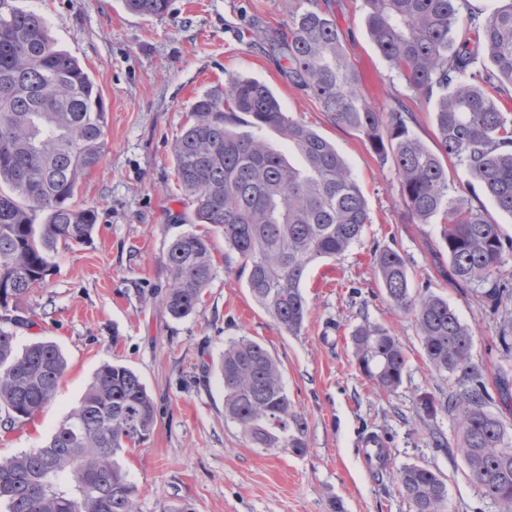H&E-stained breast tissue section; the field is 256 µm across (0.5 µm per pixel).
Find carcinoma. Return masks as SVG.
Wrapping results in <instances>:
<instances>
[{"instance_id":"cac0c4a2","label":"carcinoma","mask_w":512,"mask_h":512,"mask_svg":"<svg viewBox=\"0 0 512 512\" xmlns=\"http://www.w3.org/2000/svg\"><path fill=\"white\" fill-rule=\"evenodd\" d=\"M17 0H0V308L17 307L41 285L60 247L83 243L95 207L76 201L79 179L95 168L106 146L101 94L76 59L58 49L45 17ZM371 40L404 77L415 99L432 112L447 158L467 176L468 195L448 167L415 135L412 109L397 102L374 110L357 90L343 33L331 14L305 9L288 31L264 33L288 81L317 101L338 125L362 134L392 162L412 220L441 218L442 241L456 283L501 314V351L512 355V283L502 278L512 237L488 220L472 199L482 194L512 215V117L498 100L512 99V0L480 9L471 0H363ZM135 15H164L170 0H124ZM249 131L238 132L236 128ZM271 129L300 163L260 133ZM174 175L193 207V223L224 234L225 269L239 263L254 298L290 334L309 314L302 291L319 259L342 255L369 223L367 204L342 155L328 139L282 111L271 89L230 76L225 91L192 105L172 145ZM43 223H37L38 217ZM212 243L186 232L163 254L169 283L161 300L176 319L194 312L214 274ZM388 299L414 319L431 372L448 384L439 399L415 407L419 422L442 410L459 430L457 450L479 492L512 509V436L488 410L509 408V377L490 391L472 349L474 339L448 300L413 291L403 256L375 254ZM362 375L387 393L403 382L408 360L391 331L363 322L352 330ZM67 363L51 341L19 352L13 332L0 329V425L31 420L53 398ZM219 372L224 415L256 448L308 451L307 420L292 406L277 361L260 342L241 337L225 345ZM156 407L139 376L105 364L80 404L35 452L0 457V500L8 512H136V486L117 457L145 439ZM65 476L77 494L55 487ZM398 480L412 512H448V486L427 466L410 464Z\"/></svg>"}]
</instances>
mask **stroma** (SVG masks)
I'll return each mask as SVG.
<instances>
[{
	"mask_svg": "<svg viewBox=\"0 0 512 512\" xmlns=\"http://www.w3.org/2000/svg\"><path fill=\"white\" fill-rule=\"evenodd\" d=\"M40 11L58 47L93 77L107 122L100 163L81 181L78 198L96 208L84 243L60 249L44 284L17 309H0V328L17 346L47 339L67 358L53 401L32 421L0 431V457L32 452L84 396L106 363L131 368L157 410L152 432L121 463L137 487V512H410L398 472L408 464L438 472L448 485L449 512H505L481 496L458 453V428L446 413L433 421L435 447L414 414L437 394L411 315L387 298L375 251L398 250L413 287L447 299L474 336V355L488 381L512 361L499 351V317L472 289L449 276L441 221H410L391 163L364 137L336 125L311 97L292 86L277 64L250 46L257 32L287 28L310 6L330 11L345 35L362 97L388 112L410 99L405 79L372 44L363 0H171L151 20L122 0H18ZM265 83L284 112L311 126L346 159L368 204L360 241L335 259L312 265L304 282L310 313L298 334L281 328L253 299L239 268H224V237L214 225L192 224L173 177L171 145L193 102L224 90L229 75ZM209 235L214 275L195 311L172 318L161 305L169 281L162 261L168 242L185 232ZM385 326L403 346L408 369L392 394L359 371L350 334L363 322ZM260 341L279 363L296 410L307 419L304 455L252 447L224 415L218 365L238 337ZM383 433L391 466L373 477L360 441Z\"/></svg>",
	"mask_w": 512,
	"mask_h": 512,
	"instance_id": "stroma-1",
	"label": "stroma"
}]
</instances>
